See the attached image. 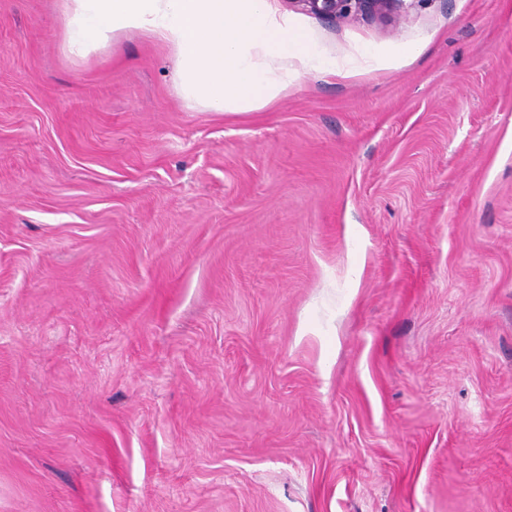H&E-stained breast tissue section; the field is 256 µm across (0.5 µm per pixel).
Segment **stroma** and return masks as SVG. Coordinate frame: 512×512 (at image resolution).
Returning <instances> with one entry per match:
<instances>
[{
  "label": "stroma",
  "mask_w": 512,
  "mask_h": 512,
  "mask_svg": "<svg viewBox=\"0 0 512 512\" xmlns=\"http://www.w3.org/2000/svg\"><path fill=\"white\" fill-rule=\"evenodd\" d=\"M278 10L276 104L0 0V512H512V0ZM404 0H295L303 10L326 19L344 17L351 12L376 16L396 10Z\"/></svg>",
  "instance_id": "stroma-1"
}]
</instances>
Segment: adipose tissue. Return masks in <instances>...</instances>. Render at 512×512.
<instances>
[{
	"mask_svg": "<svg viewBox=\"0 0 512 512\" xmlns=\"http://www.w3.org/2000/svg\"><path fill=\"white\" fill-rule=\"evenodd\" d=\"M61 16L62 48L77 58L125 34L161 42L175 58L178 96L211 112L273 104L303 68L350 70L323 57L274 0H61Z\"/></svg>",
	"mask_w": 512,
	"mask_h": 512,
	"instance_id": "obj_1",
	"label": "adipose tissue"
}]
</instances>
